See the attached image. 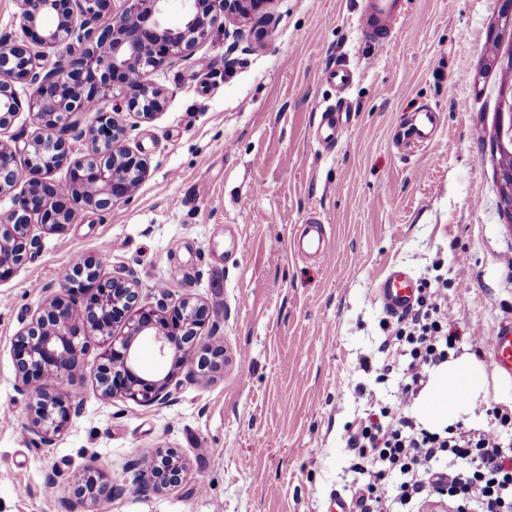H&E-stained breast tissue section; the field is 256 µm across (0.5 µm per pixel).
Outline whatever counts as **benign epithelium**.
<instances>
[{"mask_svg":"<svg viewBox=\"0 0 512 512\" xmlns=\"http://www.w3.org/2000/svg\"><path fill=\"white\" fill-rule=\"evenodd\" d=\"M120 5H115V2ZM76 17L71 0H16L22 30L32 41L0 42V128L27 111L41 132L14 144L0 140V195H12V207L0 214V277L24 265L38 242L33 228L57 233L83 209L105 212L128 200L148 172L147 161L126 144L127 128L116 118L119 108L107 102L120 97L129 110L149 118L163 106L162 93L151 76L208 42L222 20H246L266 14L272 0H180L183 21L172 27L166 19L170 0H79ZM500 33L512 32V0H502L497 15ZM77 43L79 54L45 71L40 49ZM29 87L26 98L16 84ZM78 131L87 150L112 154V166L71 160L65 138ZM496 154H512V85L499 93L493 138ZM68 166L63 202L47 196L54 186L45 176ZM500 211L512 223V168L496 169ZM39 224H32V217ZM155 304L141 301L142 288L133 272L122 268L102 274L89 257L62 277L61 288L43 300L40 311L13 338L17 391L29 399L23 429L51 446L83 399L60 386L73 379L85 354L81 334L96 332L107 341L96 380L101 395L121 397L142 406L170 400V382L183 372L194 381L210 380L224 367V345L200 341L210 320L205 303L178 298L162 290ZM126 332L114 336V323ZM149 340L160 367L145 371L139 343ZM186 460L173 450L159 451L139 470L136 492L158 493L179 486ZM119 488L106 477H90L73 495L59 501L61 512H84L86 501L110 504Z\"/></svg>","mask_w":512,"mask_h":512,"instance_id":"benign-epithelium-1","label":"benign epithelium"}]
</instances>
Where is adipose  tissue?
<instances>
[{
  "label": "adipose tissue",
  "mask_w": 512,
  "mask_h": 512,
  "mask_svg": "<svg viewBox=\"0 0 512 512\" xmlns=\"http://www.w3.org/2000/svg\"><path fill=\"white\" fill-rule=\"evenodd\" d=\"M485 397L479 370L450 361L431 372L417 400L416 415L426 428L440 430L453 425L462 414L474 411Z\"/></svg>",
  "instance_id": "ef3b65f1"
}]
</instances>
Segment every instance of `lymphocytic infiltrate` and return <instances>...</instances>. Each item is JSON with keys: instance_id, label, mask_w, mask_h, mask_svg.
<instances>
[{"instance_id": "obj_1", "label": "lymphocytic infiltrate", "mask_w": 512, "mask_h": 512, "mask_svg": "<svg viewBox=\"0 0 512 512\" xmlns=\"http://www.w3.org/2000/svg\"><path fill=\"white\" fill-rule=\"evenodd\" d=\"M436 292L421 291L415 308L386 328L381 350L408 356L397 404L367 414L346 445L360 512H399L430 497L448 499L455 512H512V411L487 409L481 428H423L406 411L431 369L447 362L457 336L441 315Z\"/></svg>"}]
</instances>
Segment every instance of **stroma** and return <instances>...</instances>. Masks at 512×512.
Instances as JSON below:
<instances>
[{"instance_id": "stroma-1", "label": "stroma", "mask_w": 512, "mask_h": 512, "mask_svg": "<svg viewBox=\"0 0 512 512\" xmlns=\"http://www.w3.org/2000/svg\"><path fill=\"white\" fill-rule=\"evenodd\" d=\"M405 2L382 49L360 36L362 0H274L275 38L257 40L250 24L216 30L154 74L162 111L122 112L147 177L112 211L41 234L0 279V512H59L91 467L123 489L112 512H330L354 487L350 432L369 405L397 400L406 367L376 380L388 315L375 284L394 264L447 279L454 358L479 364L486 409H512V378L487 349L491 331L512 324V226L499 214L492 144L500 79L477 76L499 4ZM337 65L355 74L342 93L319 76ZM339 102L350 124L328 148L319 113ZM424 108L441 116L436 138L401 148L398 124ZM313 215L335 238L326 263L289 250ZM105 243L104 272L126 267L143 290L161 284L209 306L224 368L203 383L178 375L162 405L107 401L94 378L106 343L88 334L73 385L83 411L45 446L22 429L29 401L15 389L13 338L43 289ZM161 448L190 469L178 487L140 495L131 465Z\"/></svg>"}]
</instances>
